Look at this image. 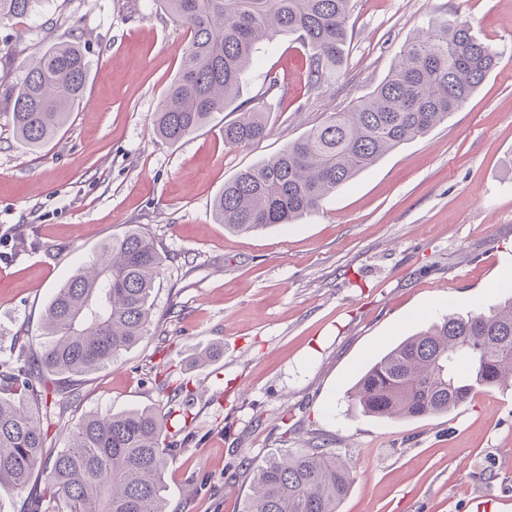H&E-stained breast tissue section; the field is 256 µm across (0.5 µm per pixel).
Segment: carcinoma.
<instances>
[{"mask_svg":"<svg viewBox=\"0 0 512 512\" xmlns=\"http://www.w3.org/2000/svg\"><path fill=\"white\" fill-rule=\"evenodd\" d=\"M188 35V48L162 108L158 136L176 144L231 107L228 147L268 135L259 106L237 103L262 44L287 33L311 50L309 85L340 79L352 0H159ZM38 0H0V21L28 15ZM497 64L472 28L433 22L403 49L387 76L349 110L332 112L276 155L224 183L213 202L217 223L233 233L294 224L387 153L423 139L458 110ZM88 63L75 42L53 43L20 84L0 73L16 139L31 150L53 141L83 97ZM164 258L151 236L130 228L77 266L45 309L37 350L20 339L0 360V485L23 492L35 470L55 492L31 512H173L163 474L174 450L164 443L176 410L90 414L67 445L46 450L44 421L62 419L71 395L53 375L106 368L150 334L152 294ZM512 386V294L479 312H451L372 363L351 400L367 416L418 419L445 414L476 388ZM351 470L330 448L271 453L253 468L245 512H337Z\"/></svg>","mask_w":512,"mask_h":512,"instance_id":"1","label":"carcinoma"}]
</instances>
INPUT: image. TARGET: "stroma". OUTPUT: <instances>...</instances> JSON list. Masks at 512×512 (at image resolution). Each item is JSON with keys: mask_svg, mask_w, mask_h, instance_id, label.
I'll return each instance as SVG.
<instances>
[{"mask_svg": "<svg viewBox=\"0 0 512 512\" xmlns=\"http://www.w3.org/2000/svg\"><path fill=\"white\" fill-rule=\"evenodd\" d=\"M447 19L499 55L447 122L299 223L235 234L215 222L225 182L351 108ZM349 30L344 77L318 89L294 36L261 49L241 97L263 96L269 134L230 148L229 111L175 144L155 133L188 44L158 0H42L0 23L12 81L59 41H80L89 68L83 100L40 150L17 142L0 102V360L14 337L38 335L55 289L105 239L136 226L165 258L150 335L69 382L49 451L87 415L170 407L185 380L195 396L164 475L173 512H244L251 463L313 445L353 467L338 512H512V387L422 419L366 416L349 397L398 342L512 285V0H354ZM269 71L281 85L265 96Z\"/></svg>", "mask_w": 512, "mask_h": 512, "instance_id": "35a3bbf8", "label": "stroma"}]
</instances>
